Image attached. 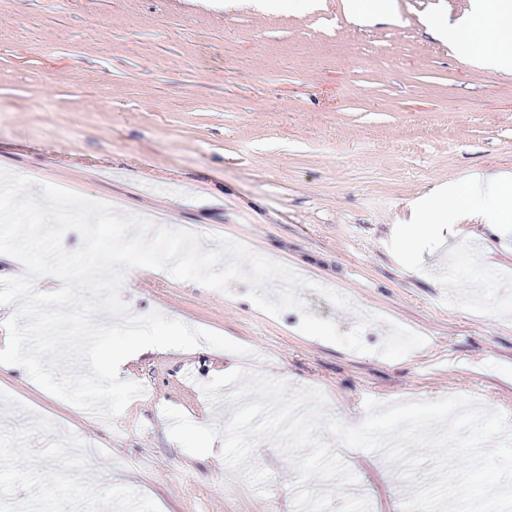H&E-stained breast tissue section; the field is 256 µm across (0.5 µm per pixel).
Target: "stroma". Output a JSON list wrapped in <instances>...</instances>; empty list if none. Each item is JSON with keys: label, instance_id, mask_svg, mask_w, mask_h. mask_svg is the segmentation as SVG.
Segmentation results:
<instances>
[{"label": "stroma", "instance_id": "obj_1", "mask_svg": "<svg viewBox=\"0 0 512 512\" xmlns=\"http://www.w3.org/2000/svg\"><path fill=\"white\" fill-rule=\"evenodd\" d=\"M0 0V169L126 214L222 235L348 297L318 293L310 313L351 331L358 312L385 316L360 354L156 269L125 280L129 311L157 310L217 332L251 357L199 345L143 356L125 375L147 386L118 420L42 389L19 365L0 371V512L38 498L52 512H294L297 473L269 441L252 453L265 492L230 469L221 444L188 453L164 407L224 425L204 383L233 364L316 388L344 422L365 402L478 396L512 420V282L474 287L457 275L473 254L512 271V223L443 227L418 256L398 251L409 204L444 183L512 174V73L470 64L441 39L469 0H393L360 20L345 0ZM426 337L389 361L390 323ZM355 485L310 481L332 512H393L408 493L400 467L343 456Z\"/></svg>", "mask_w": 512, "mask_h": 512}]
</instances>
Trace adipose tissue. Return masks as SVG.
Segmentation results:
<instances>
[{
  "label": "adipose tissue",
  "mask_w": 512,
  "mask_h": 512,
  "mask_svg": "<svg viewBox=\"0 0 512 512\" xmlns=\"http://www.w3.org/2000/svg\"><path fill=\"white\" fill-rule=\"evenodd\" d=\"M454 36L467 40L472 48L471 61L486 71L512 65V0H471V8ZM433 199V205L414 206L416 219L406 236L408 245L428 236L433 226L468 215L482 217L492 229L512 222V178L500 173L487 174L483 180L450 191L436 190ZM173 344L186 349L194 346L191 339L181 335H138L107 355L101 362L102 371L105 376L118 378L130 363Z\"/></svg>",
  "instance_id": "ef3b65f1"
}]
</instances>
